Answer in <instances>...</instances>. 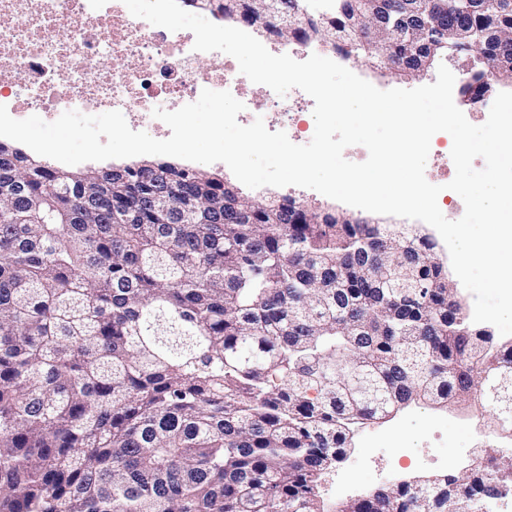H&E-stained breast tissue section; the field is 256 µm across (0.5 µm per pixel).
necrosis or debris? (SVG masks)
Masks as SVG:
<instances>
[{"label":"necrosis or debris","mask_w":512,"mask_h":512,"mask_svg":"<svg viewBox=\"0 0 512 512\" xmlns=\"http://www.w3.org/2000/svg\"><path fill=\"white\" fill-rule=\"evenodd\" d=\"M193 45L191 31L151 25L122 0H0V105L17 120L38 112L52 122L67 111L124 112L140 102L145 122L166 138L171 131L154 109L177 110L205 89L235 94L245 81L230 56L221 70L202 69ZM309 102L301 89L280 96L262 86L237 120L274 112L289 128Z\"/></svg>","instance_id":"1"}]
</instances>
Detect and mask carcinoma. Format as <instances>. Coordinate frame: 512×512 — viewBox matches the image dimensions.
<instances>
[{
  "instance_id": "obj_1",
  "label": "carcinoma",
  "mask_w": 512,
  "mask_h": 512,
  "mask_svg": "<svg viewBox=\"0 0 512 512\" xmlns=\"http://www.w3.org/2000/svg\"><path fill=\"white\" fill-rule=\"evenodd\" d=\"M415 77L464 41L512 82V0H212ZM166 209L151 206L156 196ZM436 244L170 162L63 172L0 143V512H325L356 429L477 395L512 419V344L472 325ZM338 512H460L498 471Z\"/></svg>"
}]
</instances>
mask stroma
<instances>
[{
    "instance_id": "stroma-1",
    "label": "stroma",
    "mask_w": 512,
    "mask_h": 512,
    "mask_svg": "<svg viewBox=\"0 0 512 512\" xmlns=\"http://www.w3.org/2000/svg\"><path fill=\"white\" fill-rule=\"evenodd\" d=\"M344 67L381 90L413 89L434 83L436 69L412 78L392 74L377 64L342 60ZM477 398L452 399L442 407L413 404L393 418L363 425L351 454L322 481L329 508L384 487L382 471L398 467L399 477L462 474L472 462L471 451L497 455L499 438L485 426Z\"/></svg>"
}]
</instances>
